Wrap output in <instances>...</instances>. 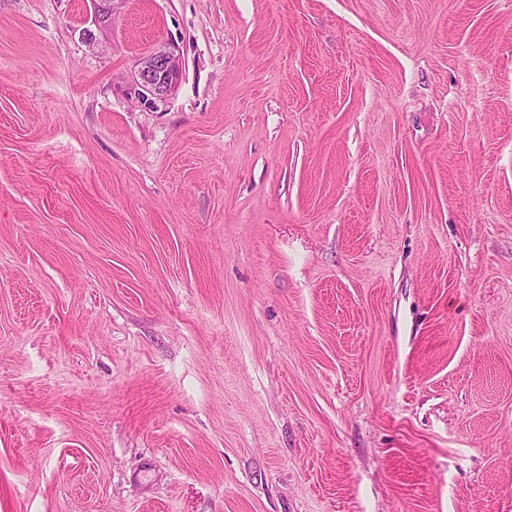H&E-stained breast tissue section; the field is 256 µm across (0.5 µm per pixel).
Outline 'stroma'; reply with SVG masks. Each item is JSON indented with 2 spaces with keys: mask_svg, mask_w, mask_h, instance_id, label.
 Returning a JSON list of instances; mask_svg holds the SVG:
<instances>
[{
  "mask_svg": "<svg viewBox=\"0 0 512 512\" xmlns=\"http://www.w3.org/2000/svg\"><path fill=\"white\" fill-rule=\"evenodd\" d=\"M94 28L0 0V512H512V0ZM180 71V56L176 49L159 48L138 63L132 73L128 93L144 105H154L175 90Z\"/></svg>",
  "mask_w": 512,
  "mask_h": 512,
  "instance_id": "obj_1",
  "label": "stroma"
}]
</instances>
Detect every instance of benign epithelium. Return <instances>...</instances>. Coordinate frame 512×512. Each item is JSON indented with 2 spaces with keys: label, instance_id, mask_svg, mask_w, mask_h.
Listing matches in <instances>:
<instances>
[{
  "label": "benign epithelium",
  "instance_id": "1",
  "mask_svg": "<svg viewBox=\"0 0 512 512\" xmlns=\"http://www.w3.org/2000/svg\"><path fill=\"white\" fill-rule=\"evenodd\" d=\"M118 0H91L94 22L100 29L111 25ZM180 56L173 47L159 48L143 58L132 73L128 93L147 105L166 99L180 77Z\"/></svg>",
  "mask_w": 512,
  "mask_h": 512
}]
</instances>
